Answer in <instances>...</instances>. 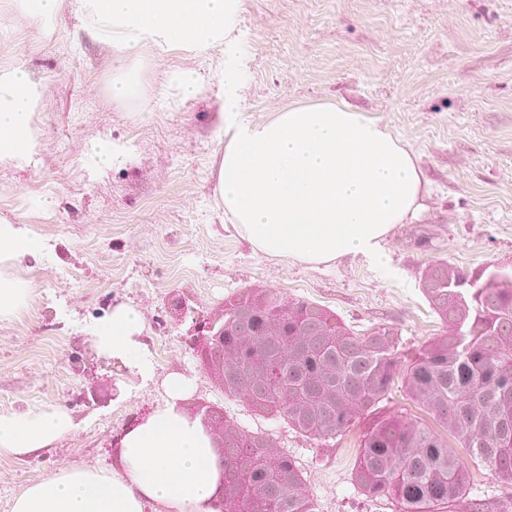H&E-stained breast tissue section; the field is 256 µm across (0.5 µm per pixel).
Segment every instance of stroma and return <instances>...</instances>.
<instances>
[{
  "label": "stroma",
  "instance_id": "35a3bbf8",
  "mask_svg": "<svg viewBox=\"0 0 512 512\" xmlns=\"http://www.w3.org/2000/svg\"><path fill=\"white\" fill-rule=\"evenodd\" d=\"M90 24L77 0L52 19L0 0V40L11 45L0 69L25 65L47 87L32 116L34 165L0 163V222L26 224L46 244L38 258L0 267L44 288L40 303L0 321V395L14 410L64 407L76 425L39 457L0 459V512L54 470L115 466L118 435L161 402L172 373L196 378L186 413L215 408L303 466L315 512H393L352 480L365 422L323 455L284 420L225 395L194 349L196 323L257 288L359 330L397 328L415 345L443 330L420 286L429 264L512 269V0H239L231 38L247 118L345 102L402 139L427 181L420 216L390 232L383 264L350 255L328 268L263 255L224 213L215 191L223 44L146 43L126 57L88 37ZM125 69L137 71L138 95L120 102L112 79ZM186 70L204 93L182 96L174 75ZM103 141L124 157L100 162ZM120 304L140 311L146 350L165 354L152 361L153 380L96 352L89 329Z\"/></svg>",
  "mask_w": 512,
  "mask_h": 512
}]
</instances>
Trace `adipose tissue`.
<instances>
[{
    "mask_svg": "<svg viewBox=\"0 0 512 512\" xmlns=\"http://www.w3.org/2000/svg\"><path fill=\"white\" fill-rule=\"evenodd\" d=\"M87 32L125 52L151 40L197 49L223 42L236 0H80ZM240 70L228 54L220 81L219 138L226 144L217 192L236 231L257 251L306 265L353 255L382 263L395 225L418 217L425 181L413 150L344 102L292 104L266 121L240 110ZM38 83L21 65L0 72V161L28 162ZM25 224H0V263L41 253ZM143 322L116 306L91 329L102 357L151 378ZM163 401L119 440L121 466L74 465L27 485L10 512H216L222 476L210 435L183 411L195 381L166 377ZM75 425L61 408L0 414V458L50 450Z\"/></svg>",
    "mask_w": 512,
    "mask_h": 512,
    "instance_id": "obj_1",
    "label": "adipose tissue"
}]
</instances>
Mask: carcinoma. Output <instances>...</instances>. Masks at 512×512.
I'll return each mask as SVG.
<instances>
[{
    "mask_svg": "<svg viewBox=\"0 0 512 512\" xmlns=\"http://www.w3.org/2000/svg\"><path fill=\"white\" fill-rule=\"evenodd\" d=\"M421 288L443 334L417 347L392 327L358 331L304 301L247 288L224 299V387L260 415L333 446L362 420L357 488L398 512H455L471 475L467 453L495 474L501 496L482 512H512V273L430 264ZM253 310L250 335H238ZM416 407L392 406L393 392ZM224 512H314L294 459L269 437L224 422Z\"/></svg>",
    "mask_w": 512,
    "mask_h": 512,
    "instance_id": "carcinoma-1",
    "label": "carcinoma"
}]
</instances>
